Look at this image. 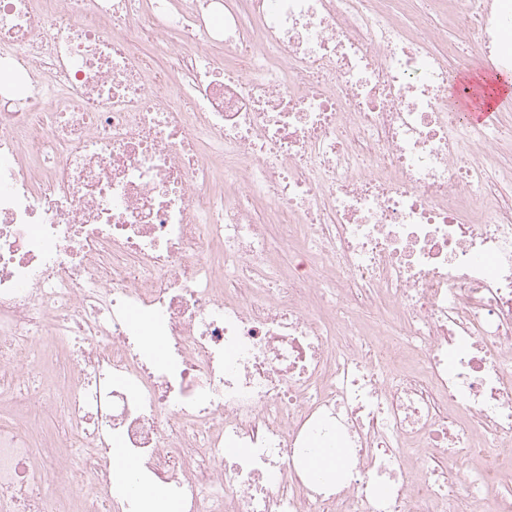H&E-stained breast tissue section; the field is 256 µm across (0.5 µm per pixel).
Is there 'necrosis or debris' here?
I'll return each mask as SVG.
<instances>
[{
    "instance_id": "4bbe7bcc",
    "label": "necrosis or debris",
    "mask_w": 512,
    "mask_h": 512,
    "mask_svg": "<svg viewBox=\"0 0 512 512\" xmlns=\"http://www.w3.org/2000/svg\"><path fill=\"white\" fill-rule=\"evenodd\" d=\"M410 3L0 0V512H143L120 456L182 512H512V125L438 49L512 70V0ZM501 72V71H499ZM499 72L487 81L470 80L467 86L470 88V94L464 100L456 101V106L463 112L462 115L466 122L474 126H489L493 124L498 115L500 107L509 104L512 99V83L510 76H504ZM497 75L501 76L499 82ZM496 84L493 88L492 85ZM496 89V91H494ZM492 95V96H491ZM512 122V105L504 107L498 115ZM343 456L342 449L334 453L317 452L313 455H309V471L315 476H321L326 474L329 478H333L338 473L339 464L338 461Z\"/></svg>"
}]
</instances>
